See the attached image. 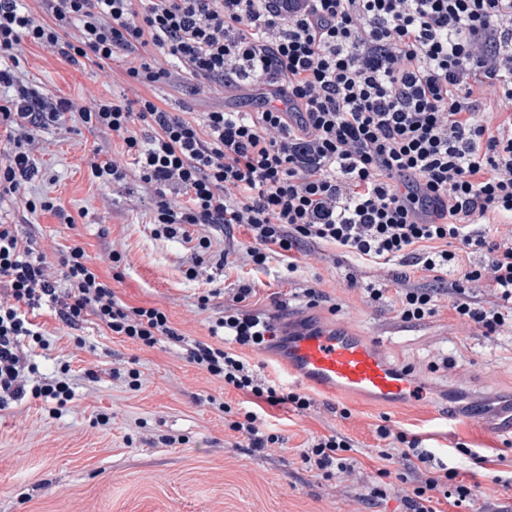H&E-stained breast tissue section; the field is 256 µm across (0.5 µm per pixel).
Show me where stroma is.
<instances>
[{
	"label": "stroma",
	"instance_id": "obj_1",
	"mask_svg": "<svg viewBox=\"0 0 512 512\" xmlns=\"http://www.w3.org/2000/svg\"><path fill=\"white\" fill-rule=\"evenodd\" d=\"M17 74L44 98H112L126 94L129 79L122 59L73 65L41 46L25 44ZM160 106L192 116L216 109L245 111L238 98L160 84L149 90ZM111 150L112 135L65 118L46 128L33 157L38 172L31 197L49 198L62 213L28 212L11 197L0 199V220L46 250L80 244L95 258L102 276L112 278L117 296L131 306L162 307L186 339L209 341V328L232 305V290L245 282L255 294L247 308L278 321L288 313L331 320L364 336L381 338L391 363L412 369L434 385L431 402L396 405L377 398L330 395L286 375L279 348L238 347L259 378L307 394L312 405L266 406L267 420L283 442L256 452L228 427L209 398L238 406L247 395L188 363L168 343L152 348L107 332L95 318L72 329L42 310L37 317L50 336L36 362L41 374L70 365L74 397L56 413L29 398L0 411V512H406L405 486L377 476L378 426L418 436L438 458L447 459L456 481L471 486L467 505L445 504L444 512H512V446L507 445L504 405L512 403V334L485 335L462 322L448 297L434 316L402 320L392 307L367 302L363 284L374 281L375 264L350 258L332 244L297 257L295 272L279 258L258 268L246 258L218 267L224 248L244 250V229L223 234L206 225L190 227L189 238L157 235L150 212L154 189L131 180L120 186L93 182L83 157L94 148ZM75 226L63 224L62 215ZM210 237V258L196 261L191 241ZM123 256L112 270L107 254ZM358 287H349L348 276ZM320 291L309 304L306 289ZM212 292L207 308L197 299ZM134 363L139 389L110 378V368ZM482 403V419L472 420L471 404ZM450 404L457 421L449 425L436 407ZM111 415L95 425L97 413ZM340 433L354 449L351 474L326 480L307 471L300 458L312 438ZM468 453L457 452L458 443ZM380 495H372L373 487Z\"/></svg>",
	"mask_w": 512,
	"mask_h": 512
}]
</instances>
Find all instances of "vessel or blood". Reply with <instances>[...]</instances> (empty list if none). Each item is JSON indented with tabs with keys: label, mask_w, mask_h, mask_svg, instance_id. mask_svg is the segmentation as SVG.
Instances as JSON below:
<instances>
[{
	"label": "vessel or blood",
	"mask_w": 512,
	"mask_h": 512,
	"mask_svg": "<svg viewBox=\"0 0 512 512\" xmlns=\"http://www.w3.org/2000/svg\"><path fill=\"white\" fill-rule=\"evenodd\" d=\"M284 360L288 376L327 391L403 403L427 395L425 383L388 362L378 338L333 325L292 331Z\"/></svg>",
	"instance_id": "b4317fda"
}]
</instances>
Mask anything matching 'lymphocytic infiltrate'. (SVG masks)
I'll return each mask as SVG.
<instances>
[{
	"label": "lymphocytic infiltrate",
	"mask_w": 512,
	"mask_h": 512,
	"mask_svg": "<svg viewBox=\"0 0 512 512\" xmlns=\"http://www.w3.org/2000/svg\"><path fill=\"white\" fill-rule=\"evenodd\" d=\"M40 20L23 0H0V125L7 158L0 197L29 211L58 212L29 198L37 173L31 156L40 133L71 116L117 136L112 157L87 156L93 180L128 179L155 189L151 221L177 235L206 224L245 227L256 266L280 257L296 271L302 247L334 244L357 259L388 267L368 284V302L394 303L401 318L434 315L445 288L456 316L494 333L512 328V0H44ZM70 63L124 54L130 96L96 95L42 103L14 71L25 43ZM153 52L142 55L144 47ZM189 84L196 93H255L253 112L217 109L201 120L168 111L146 89ZM174 199H166L167 191ZM481 257L470 263V255ZM399 269H392V262ZM435 288H411V270ZM494 299L480 305L479 288ZM252 294L236 288L234 306L211 326L222 345L186 341L163 308L118 298L82 246L56 263L14 224H0V411L32 397L65 405L74 396L68 369L46 377L33 360L45 331L30 317L42 307L77 328L95 317L112 335L152 347L166 341L186 360L271 404L306 410L307 395L258 381L236 346L261 348L274 324L241 308ZM235 413L230 430L264 451L278 444L259 412ZM395 439L378 457L413 478L409 512H438L439 499L462 505L472 490L419 437L378 426ZM353 445L339 434L302 450L305 469L348 473Z\"/></svg>",
	"instance_id": "1"
}]
</instances>
